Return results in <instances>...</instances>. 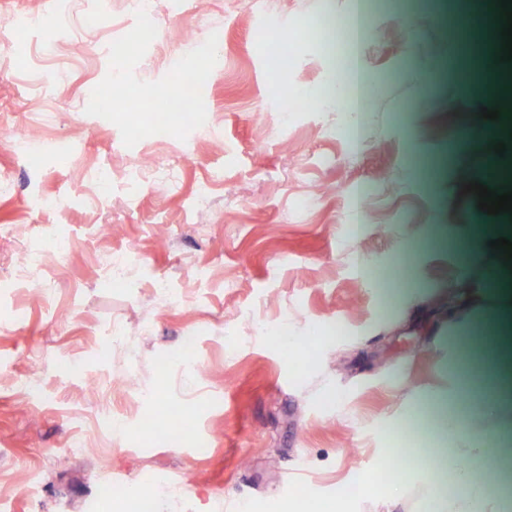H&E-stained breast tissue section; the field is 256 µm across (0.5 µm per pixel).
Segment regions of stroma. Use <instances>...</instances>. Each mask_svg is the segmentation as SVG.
Here are the masks:
<instances>
[{
    "label": "stroma",
    "mask_w": 512,
    "mask_h": 512,
    "mask_svg": "<svg viewBox=\"0 0 512 512\" xmlns=\"http://www.w3.org/2000/svg\"><path fill=\"white\" fill-rule=\"evenodd\" d=\"M500 4L153 0L144 22L0 0L39 17L0 45V512H91L155 472L177 492L154 512H424L469 492L440 464L451 414L505 508L512 402L466 412L512 383V265L489 246L512 215L463 190L501 185L485 144L512 135ZM175 95L189 111H130ZM141 164L140 189L110 173Z\"/></svg>",
    "instance_id": "obj_1"
}]
</instances>
